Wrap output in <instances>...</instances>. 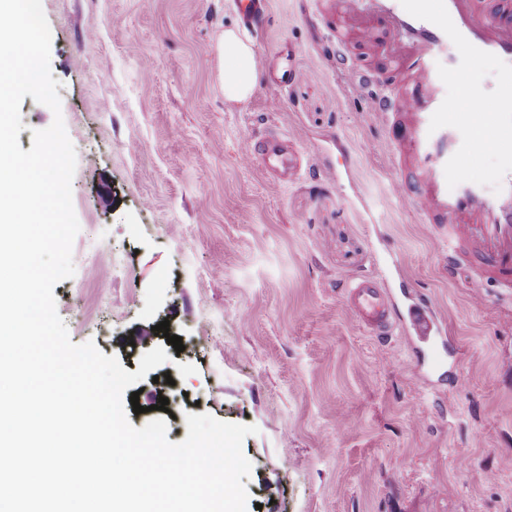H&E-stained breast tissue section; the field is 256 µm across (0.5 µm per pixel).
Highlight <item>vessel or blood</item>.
<instances>
[{
	"label": "vessel or blood",
	"mask_w": 512,
	"mask_h": 512,
	"mask_svg": "<svg viewBox=\"0 0 512 512\" xmlns=\"http://www.w3.org/2000/svg\"><path fill=\"white\" fill-rule=\"evenodd\" d=\"M244 27L254 25L268 0H232ZM350 29L382 69L356 65L344 33L333 38L336 63L349 83L368 92V110L396 142L390 191L434 225L447 248L440 262L449 277L466 272L475 299L489 287L512 291V179L487 187L463 171L466 157L485 143L501 145L499 160L512 168V0H338ZM446 63L447 79L434 74ZM499 62L493 86L468 110L450 100L446 83L468 86L484 61ZM276 180L303 173L292 140L257 142ZM355 321L380 339L401 335L425 370L428 385L448 379L450 338L433 300L367 276L348 282Z\"/></svg>",
	"instance_id": "1"
}]
</instances>
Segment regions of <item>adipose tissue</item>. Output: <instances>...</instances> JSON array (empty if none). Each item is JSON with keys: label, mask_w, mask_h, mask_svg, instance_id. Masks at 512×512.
Masks as SVG:
<instances>
[{"label": "adipose tissue", "mask_w": 512, "mask_h": 512, "mask_svg": "<svg viewBox=\"0 0 512 512\" xmlns=\"http://www.w3.org/2000/svg\"><path fill=\"white\" fill-rule=\"evenodd\" d=\"M215 57L216 77L225 102L247 101L258 80L255 51L249 37L233 29L225 30L216 45Z\"/></svg>", "instance_id": "ef3b65f1"}]
</instances>
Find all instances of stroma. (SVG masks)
Instances as JSON below:
<instances>
[{"instance_id": "stroma-1", "label": "stroma", "mask_w": 512, "mask_h": 512, "mask_svg": "<svg viewBox=\"0 0 512 512\" xmlns=\"http://www.w3.org/2000/svg\"><path fill=\"white\" fill-rule=\"evenodd\" d=\"M41 2L77 157L57 312L128 372L169 357L130 423L160 418L166 391L170 442L190 413L256 426L247 512H512V297L481 303L444 277L434 229L389 192L391 143L337 73L316 0H270L249 29L264 66L241 105L215 80L230 0ZM281 125L301 165L338 180L273 184L251 147ZM388 252L438 306L457 383L430 389L399 337L379 343L349 312L341 283Z\"/></svg>"}]
</instances>
